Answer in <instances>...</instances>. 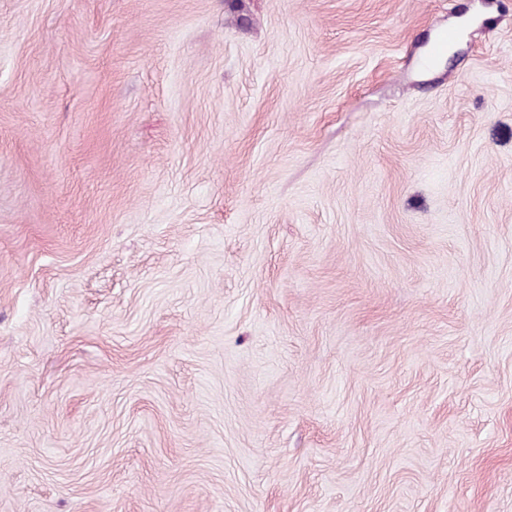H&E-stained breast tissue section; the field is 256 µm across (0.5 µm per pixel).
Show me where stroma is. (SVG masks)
Segmentation results:
<instances>
[{"label":"stroma","instance_id":"35a3bbf8","mask_svg":"<svg viewBox=\"0 0 512 512\" xmlns=\"http://www.w3.org/2000/svg\"><path fill=\"white\" fill-rule=\"evenodd\" d=\"M0 512H512V0H0Z\"/></svg>","mask_w":512,"mask_h":512}]
</instances>
